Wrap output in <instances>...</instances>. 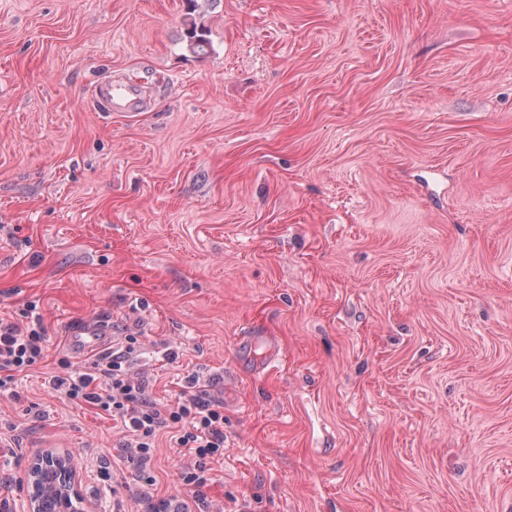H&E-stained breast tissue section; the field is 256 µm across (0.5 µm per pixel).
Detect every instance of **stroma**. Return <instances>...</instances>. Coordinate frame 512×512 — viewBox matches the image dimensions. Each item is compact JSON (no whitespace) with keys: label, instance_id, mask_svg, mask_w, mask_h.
I'll list each match as a JSON object with an SVG mask.
<instances>
[{"label":"stroma","instance_id":"1","mask_svg":"<svg viewBox=\"0 0 512 512\" xmlns=\"http://www.w3.org/2000/svg\"><path fill=\"white\" fill-rule=\"evenodd\" d=\"M0 0V318L42 363L0 394V512L68 452L94 512L154 484L45 378L83 319L162 400L224 403V512H512V0ZM139 81L108 112L96 88ZM274 337L278 351L237 339ZM180 350L160 366L162 344ZM195 2L196 0H186L188 10H193V13L187 12L189 17L186 18V43L188 50L192 54L204 56L213 50V47L207 26L201 21L197 22L194 16Z\"/></svg>","mask_w":512,"mask_h":512}]
</instances>
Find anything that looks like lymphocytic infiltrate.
I'll list each match as a JSON object with an SVG mask.
<instances>
[{
	"mask_svg": "<svg viewBox=\"0 0 512 512\" xmlns=\"http://www.w3.org/2000/svg\"><path fill=\"white\" fill-rule=\"evenodd\" d=\"M48 341L40 316H32L25 324L0 318V392L11 391L18 373L44 359ZM137 343V336L129 334L111 354L87 367L63 364L61 372L50 375L48 385L69 402L118 417L131 436L140 474H151L159 436L178 429V445L195 457L194 467L181 474L192 496L176 504L162 500L152 512H211L205 488L209 462L224 453V405L201 389L195 374L187 377L176 403L159 402L150 391L148 377L132 371L139 356Z\"/></svg>",
	"mask_w": 512,
	"mask_h": 512,
	"instance_id": "1",
	"label": "lymphocytic infiltrate"
}]
</instances>
